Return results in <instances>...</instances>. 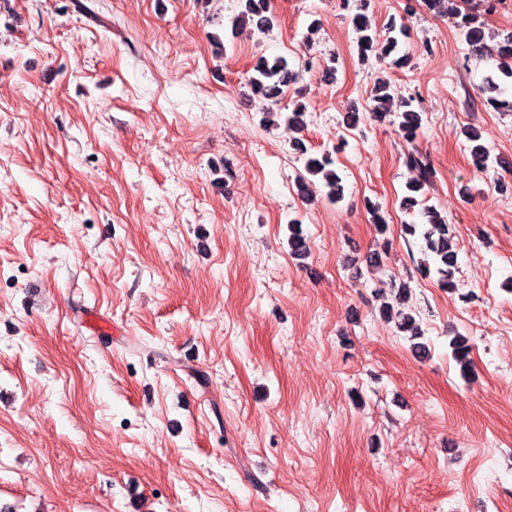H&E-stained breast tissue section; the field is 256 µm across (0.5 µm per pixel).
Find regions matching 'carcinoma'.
<instances>
[{
    "mask_svg": "<svg viewBox=\"0 0 512 512\" xmlns=\"http://www.w3.org/2000/svg\"><path fill=\"white\" fill-rule=\"evenodd\" d=\"M242 10L233 18L232 27H250L252 33L266 35L273 27V13L270 9V0H241ZM352 27L357 35L356 43L361 56H367V52L373 49L374 35L365 15L357 13L351 17ZM459 34L465 42L475 51L486 49L496 50L499 59L500 75H489L485 79L487 89L494 93H501V78L512 80V33H508L495 45L490 47L485 43V32L479 17L473 12H467L461 16V20L455 22ZM298 77L297 71L291 66L284 56L274 58L261 57L253 67V75L250 76V88L254 95L268 102L262 112L261 123L268 126L284 125L288 131L299 133L305 127V107L299 105L290 112H279L273 109L281 96ZM394 96L388 82L380 80L375 87L373 96L374 105L371 108V116L378 122L386 120L397 125L403 137L412 141L416 138L422 124V113L413 106V100L402 99L399 101L398 110H392ZM466 137L471 142V152L477 169L484 171L488 168L490 160L489 150L481 143V134L471 128L465 131ZM293 149L296 161L303 162L304 172L296 179L298 195L307 199L313 195L315 180L323 182L328 188L327 196L332 201L343 198L344 187L342 178L334 168L335 160L329 154L321 157L308 155V148L300 138L293 139ZM407 162L419 172L418 179L407 186V190L414 193L421 192L425 186L433 182L435 169L423 155L414 152L407 156ZM425 222L422 224L401 225L402 234L418 239L422 242L423 258L417 267L419 274L424 278L435 277L438 286L448 290L455 288L452 280L451 268L455 264V251L446 220L431 205L423 206L421 210ZM289 246L293 255L303 257L308 252V245L301 223L295 219L289 221ZM450 358L460 366L462 376L468 380L472 376V362L469 358L470 346L468 339L459 334L453 336L449 342Z\"/></svg>",
    "mask_w": 512,
    "mask_h": 512,
    "instance_id": "carcinoma-1",
    "label": "carcinoma"
}]
</instances>
